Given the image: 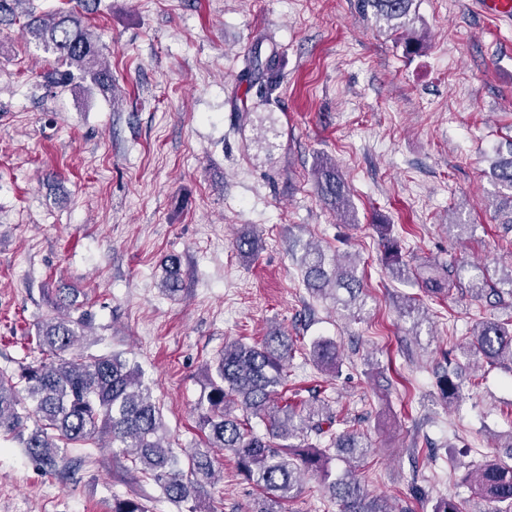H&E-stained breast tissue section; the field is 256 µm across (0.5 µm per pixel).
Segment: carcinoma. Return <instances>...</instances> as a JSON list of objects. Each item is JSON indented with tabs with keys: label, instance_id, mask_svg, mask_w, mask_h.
<instances>
[{
	"label": "carcinoma",
	"instance_id": "obj_1",
	"mask_svg": "<svg viewBox=\"0 0 512 512\" xmlns=\"http://www.w3.org/2000/svg\"><path fill=\"white\" fill-rule=\"evenodd\" d=\"M22 2L0 0V24L13 23ZM413 2L360 0V8L364 13L373 9L379 28L403 34L415 21ZM26 16L25 29L36 47L56 61L43 75L45 87L90 83L105 90L112 86L101 38L85 24L82 11L71 8L41 16L28 11ZM491 177L512 192V148L508 156H498ZM316 186L325 204L340 214L348 212V188L336 165L322 167ZM383 247L393 277L409 272L397 241L388 239ZM301 265L307 289L332 299L336 308L350 311L363 302L359 260L348 255L328 270L323 251L314 247L303 255ZM177 267L173 256L164 281V290L171 295L181 291ZM450 275L457 281L468 279L470 297L482 306H503L512 297V266L495 280L477 266L435 264L422 277V288L434 297L440 295L447 290ZM85 326L81 316L43 318L36 325L42 358L20 365L16 374L0 372V433L19 440L45 471H57L70 449L95 445L106 436L113 452L130 460L133 469L152 480L170 503L181 512H197L202 481L214 476L209 449L220 448L233 454L238 472L261 490L248 512H282L306 473L327 484L340 512H395L385 498L368 496L352 471L331 478L332 461L365 455L369 448L365 435L354 428H338L340 419L328 401L291 399L279 392L296 352L291 337L275 331L259 343L224 345L209 366V387L197 403L208 449L187 454L185 470L179 455L164 446L163 414L138 368L120 354L77 352ZM471 336L472 346L463 353L479 354L492 365L512 364V322L485 318L472 328ZM310 353L323 371H339L334 342L317 341ZM436 375L443 398L458 395L455 369L447 365ZM254 418L265 425V433L254 430ZM504 447L511 449L508 460L489 459L462 479V484L478 490L487 508L468 511L449 497L437 501L432 512H512V433ZM112 512L149 510L137 496H115Z\"/></svg>",
	"mask_w": 512,
	"mask_h": 512
}]
</instances>
